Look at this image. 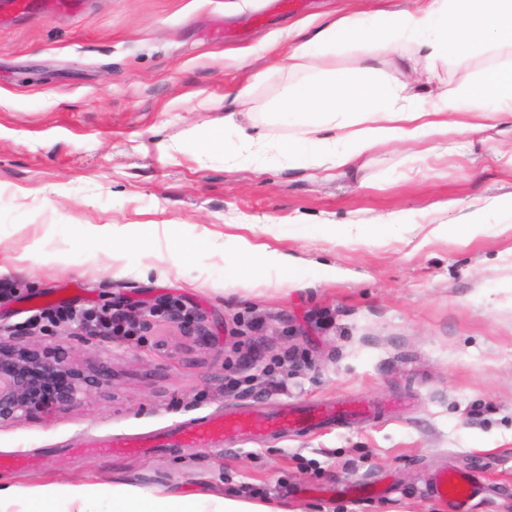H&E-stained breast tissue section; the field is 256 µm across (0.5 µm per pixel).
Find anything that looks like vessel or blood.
<instances>
[{"label": "vessel or blood", "instance_id": "b4317fda", "mask_svg": "<svg viewBox=\"0 0 512 512\" xmlns=\"http://www.w3.org/2000/svg\"><path fill=\"white\" fill-rule=\"evenodd\" d=\"M356 413L355 407L343 402H315L304 407H287L276 413H228L183 424L176 429L175 436L178 444L190 448L200 442L234 443L246 437L261 439L274 433L315 429L328 420L352 417ZM165 445V440L159 438H129L109 442L102 451L106 454L135 451L147 456ZM430 488L455 508L467 503L477 493L473 474L463 469L437 472Z\"/></svg>", "mask_w": 512, "mask_h": 512}]
</instances>
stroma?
Masks as SVG:
<instances>
[{
    "mask_svg": "<svg viewBox=\"0 0 512 512\" xmlns=\"http://www.w3.org/2000/svg\"><path fill=\"white\" fill-rule=\"evenodd\" d=\"M13 15L0 0V324L36 311L182 299L204 344L158 316L139 339L96 335L77 365L108 362L112 388L0 427L22 453L0 486L178 489L268 512H455L429 491L472 469L464 512H512V123L374 147L323 171L236 162L242 135L285 142L266 115L287 79L285 32L376 0H80ZM395 47L353 45L323 67L367 62L420 92ZM444 89L512 73V45L433 61ZM259 82H252L255 73ZM252 84L248 105L234 107ZM236 109V125L224 113ZM490 231L468 240L457 225ZM447 233H435L436 225ZM297 259L253 274L239 239ZM356 398L369 415L254 442L149 456L78 455L112 435L161 433L234 408Z\"/></svg>",
    "mask_w": 512,
    "mask_h": 512,
    "instance_id": "stroma-1",
    "label": "stroma"
}]
</instances>
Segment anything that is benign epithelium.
<instances>
[{"label": "benign epithelium", "mask_w": 512, "mask_h": 512, "mask_svg": "<svg viewBox=\"0 0 512 512\" xmlns=\"http://www.w3.org/2000/svg\"><path fill=\"white\" fill-rule=\"evenodd\" d=\"M167 318L179 324L181 336L197 342L207 335L203 313L185 321L172 309ZM50 346L45 335L23 337L0 325V427L26 421L34 416L54 415L80 405L83 400L112 387V370L98 364L85 371L73 367L70 348ZM68 377L66 386L50 392L44 384Z\"/></svg>", "instance_id": "7a95c632"}]
</instances>
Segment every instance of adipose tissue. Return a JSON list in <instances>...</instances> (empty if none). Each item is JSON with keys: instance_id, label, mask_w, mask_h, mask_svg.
<instances>
[{"instance_id": "1", "label": "adipose tissue", "mask_w": 512, "mask_h": 512, "mask_svg": "<svg viewBox=\"0 0 512 512\" xmlns=\"http://www.w3.org/2000/svg\"><path fill=\"white\" fill-rule=\"evenodd\" d=\"M283 65L304 72L285 83L274 105L275 116L298 124L301 135L273 144L266 137L245 136L240 162L259 168L284 158L327 170L341 168L377 145L416 140L448 129L449 115L473 119L488 113H512V80L483 79L474 85L438 94L427 101L391 84L375 66L357 74H336L317 63L352 43L387 49L392 43L420 47L427 60L451 51L467 52L486 43L512 44V0H431L421 10L402 9L356 14L329 21L317 29L301 24L287 32ZM88 486H48L36 492L0 488V512L33 501V512H69L80 503L89 512ZM107 512H260L246 501L177 490H113Z\"/></svg>"}]
</instances>
